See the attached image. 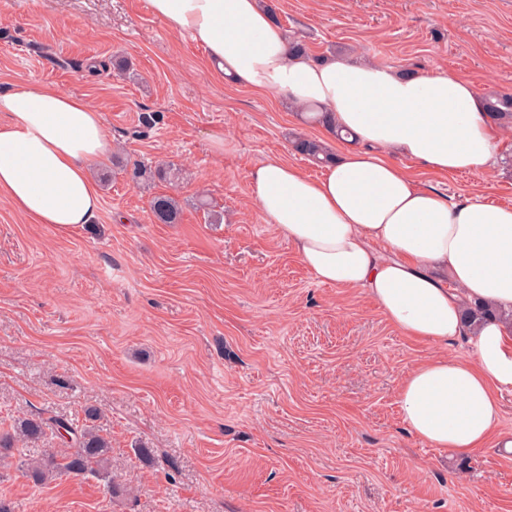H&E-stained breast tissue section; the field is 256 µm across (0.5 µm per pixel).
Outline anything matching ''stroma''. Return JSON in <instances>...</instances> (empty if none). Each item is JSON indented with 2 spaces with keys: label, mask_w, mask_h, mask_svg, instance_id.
<instances>
[{
  "label": "stroma",
  "mask_w": 512,
  "mask_h": 512,
  "mask_svg": "<svg viewBox=\"0 0 512 512\" xmlns=\"http://www.w3.org/2000/svg\"><path fill=\"white\" fill-rule=\"evenodd\" d=\"M314 57L340 50L415 76L512 93V0H272ZM45 83L101 112L93 223L37 224L0 198V430L101 409L117 495L87 475L37 485L0 461L14 512H512V452L457 458L414 438L399 389L467 356L404 336L365 293L318 283L256 208L269 155L318 176L295 137L342 148L286 100L228 86L147 0H0V92ZM223 133V150L211 136ZM171 165L176 184L134 164ZM455 200L512 205V131L485 173L432 175ZM174 196L175 224L151 201ZM223 214L211 223L209 213Z\"/></svg>",
  "instance_id": "stroma-1"
}]
</instances>
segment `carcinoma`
<instances>
[{
	"mask_svg": "<svg viewBox=\"0 0 512 512\" xmlns=\"http://www.w3.org/2000/svg\"><path fill=\"white\" fill-rule=\"evenodd\" d=\"M489 112L506 130L512 129V93L493 96L486 101ZM297 152L321 163L332 158L328 148L321 142L298 138L294 142ZM151 209L154 217L162 224H175L178 221L180 208L178 201L170 195H159L152 199ZM503 314L496 308L483 303H476L464 311L465 322L475 328L493 318H501ZM87 423L77 424L59 419L32 416L18 420L13 432L0 433V455L8 454L13 450V442L18 439L24 443H36L49 430L63 429L73 435V442L68 450L57 454L55 449L46 448L42 457L33 458L27 462L28 476L36 484H42L58 475L67 474L84 476L93 474L107 483L108 491L117 493L112 485V478L108 473V462L112 452L111 443L99 434L98 429L91 422L98 419V409L89 407L85 410Z\"/></svg>",
	"mask_w": 512,
	"mask_h": 512,
	"instance_id": "carcinoma-1",
	"label": "carcinoma"
}]
</instances>
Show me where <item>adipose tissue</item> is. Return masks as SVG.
<instances>
[{
  "mask_svg": "<svg viewBox=\"0 0 512 512\" xmlns=\"http://www.w3.org/2000/svg\"><path fill=\"white\" fill-rule=\"evenodd\" d=\"M151 13L205 48L236 87L318 105L321 126L348 148L313 177L270 155L250 172L252 199L320 283L360 288L404 335L435 344L469 336V357H438L400 386L410 433L471 455L500 429L498 395L512 389V326L469 333L467 303L512 311V206L458 201L398 165L489 171L501 141L476 85L445 72L408 78L371 60L316 59L289 49L262 0H147ZM100 112L50 84L0 93V197L39 224L93 223L100 193L89 164L109 154Z\"/></svg>",
  "mask_w": 512,
  "mask_h": 512,
  "instance_id": "adipose-tissue-1",
  "label": "adipose tissue"
}]
</instances>
